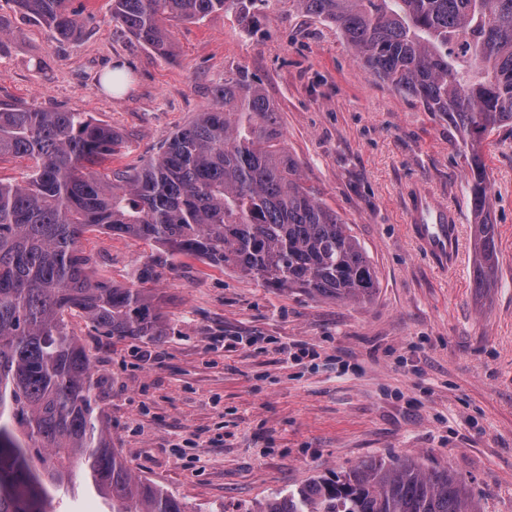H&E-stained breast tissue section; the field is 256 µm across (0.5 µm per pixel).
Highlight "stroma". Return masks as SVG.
<instances>
[{
	"mask_svg": "<svg viewBox=\"0 0 512 512\" xmlns=\"http://www.w3.org/2000/svg\"><path fill=\"white\" fill-rule=\"evenodd\" d=\"M72 6L91 21L60 40L0 0V103L88 113L125 138L107 168L138 166L212 103L225 75L245 71L377 281L362 301L316 299L179 255L152 285L171 329L159 342L99 336L70 316L133 474L189 512H249L311 478L401 458L448 470L482 512H512V125L484 143L497 266L480 288L456 129L367 74L334 25L294 0H257V28L217 12L178 25L173 55L161 56L113 20L112 0ZM118 63L126 88L115 94L105 78ZM417 190L459 216L452 267L410 231ZM82 244L94 277L123 286L152 251L103 231ZM285 343L314 354L285 360Z\"/></svg>",
	"mask_w": 512,
	"mask_h": 512,
	"instance_id": "obj_1",
	"label": "stroma"
}]
</instances>
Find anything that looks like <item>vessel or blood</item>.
Returning <instances> with one entry per match:
<instances>
[{
  "mask_svg": "<svg viewBox=\"0 0 512 512\" xmlns=\"http://www.w3.org/2000/svg\"><path fill=\"white\" fill-rule=\"evenodd\" d=\"M410 228L424 249L439 262H447L459 252L455 217L424 192H417L408 208Z\"/></svg>",
  "mask_w": 512,
  "mask_h": 512,
  "instance_id": "b4317fda",
  "label": "vessel or blood"
}]
</instances>
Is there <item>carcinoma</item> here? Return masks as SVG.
I'll list each match as a JSON object with an SVG mask.
<instances>
[{"mask_svg":"<svg viewBox=\"0 0 512 512\" xmlns=\"http://www.w3.org/2000/svg\"><path fill=\"white\" fill-rule=\"evenodd\" d=\"M67 40L88 18L69 0H13ZM255 0H112L136 42L174 53L173 28L235 8L258 24ZM336 26L364 70L417 98L460 133L471 203L483 216V142L512 124V0H295ZM122 135L85 112L0 105V157L31 162L0 179V512H50L52 488L81 470L111 512H189L174 494L133 475L100 405L91 357L68 328L81 315L99 336L152 344L169 334L155 281L175 254L249 276L266 288L362 301L376 278L336 211L307 185L277 112L242 70L214 103L139 167L100 170ZM89 230L155 247L140 288L95 281L81 247ZM483 288L494 277L495 226L474 225ZM255 512H481L446 470L372 459L272 494Z\"/></svg>","mask_w":512,"mask_h":512,"instance_id":"cac0c4a2","label":"carcinoma"}]
</instances>
